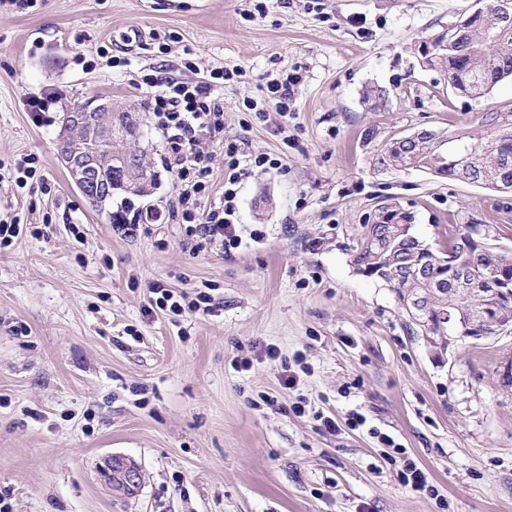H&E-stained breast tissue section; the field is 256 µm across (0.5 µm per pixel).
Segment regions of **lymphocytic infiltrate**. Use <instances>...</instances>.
Wrapping results in <instances>:
<instances>
[{
  "instance_id": "obj_1",
  "label": "lymphocytic infiltrate",
  "mask_w": 512,
  "mask_h": 512,
  "mask_svg": "<svg viewBox=\"0 0 512 512\" xmlns=\"http://www.w3.org/2000/svg\"><path fill=\"white\" fill-rule=\"evenodd\" d=\"M232 70L210 71L203 80L152 78L155 92L149 103L155 128L168 152V165L176 177V208L187 236L202 243H221L224 251L239 248L237 232L238 185L252 168L267 163L264 155L240 152L236 144L224 147V193L219 202L203 206L209 197L212 157L201 146L202 137L213 138L224 130V109L213 97L218 85L233 79Z\"/></svg>"
}]
</instances>
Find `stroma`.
<instances>
[{
    "label": "stroma",
    "instance_id": "obj_1",
    "mask_svg": "<svg viewBox=\"0 0 512 512\" xmlns=\"http://www.w3.org/2000/svg\"><path fill=\"white\" fill-rule=\"evenodd\" d=\"M263 2L260 14L254 0H0V219L24 227L0 249L10 512H512V329L441 346L353 263L387 201L428 244L476 224L488 247L512 251V196L372 161L390 138L512 108L511 79L475 102L418 64L417 46L475 0ZM222 67L240 75L213 92L224 108L223 134L204 144L214 196L225 144L280 162L241 182L242 244L229 254L186 247L142 81ZM295 68L303 83L282 135L265 86ZM48 95L35 123L26 101ZM92 97L142 112L139 147L158 177L151 196L128 206L115 194L106 213L56 155L64 112ZM28 154L44 179L20 189L12 172ZM119 210L133 233L112 224ZM156 282L176 296L210 290L215 309L149 310ZM118 460L142 472L134 494L102 476ZM404 461L429 490L400 481Z\"/></svg>",
    "mask_w": 512,
    "mask_h": 512
}]
</instances>
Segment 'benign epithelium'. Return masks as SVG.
I'll use <instances>...</instances> for the list:
<instances>
[{
	"label": "benign epithelium",
	"instance_id": "benign-epithelium-1",
	"mask_svg": "<svg viewBox=\"0 0 512 512\" xmlns=\"http://www.w3.org/2000/svg\"><path fill=\"white\" fill-rule=\"evenodd\" d=\"M110 99L97 98L87 106L64 113L62 117V134L57 142V158L67 170L72 184L87 200H106L113 195V183L107 180L99 170V161L88 151L89 143H104L109 146L107 160L112 169L126 175H135L136 181L150 191L155 186L149 172L137 169L129 170L131 152L127 149L130 137L122 127L112 121V113L123 112ZM478 233L475 226L468 228L461 247L448 249V269L460 274L458 284L467 287L463 274L471 250H485V245L474 237ZM486 282L492 289V294L505 302L506 307L512 306V277L508 278L498 271H491L486 276ZM486 321L481 309L470 311L458 309L448 313V335L460 339H483L488 334L483 329ZM119 476L126 486L136 489L142 483L141 471L135 466L115 465L105 472L107 481L113 476Z\"/></svg>",
	"mask_w": 512,
	"mask_h": 512
}]
</instances>
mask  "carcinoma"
<instances>
[{"label":"carcinoma","mask_w":512,"mask_h":512,"mask_svg":"<svg viewBox=\"0 0 512 512\" xmlns=\"http://www.w3.org/2000/svg\"><path fill=\"white\" fill-rule=\"evenodd\" d=\"M492 0H478L484 11L481 22L490 34H463L467 25L456 23L432 36L431 64L446 75L448 86L457 93L476 100L490 94L501 81L512 77V21H499L491 7ZM480 131L490 132L491 141L483 143L470 127L462 126L446 133L447 143L441 145L430 138L405 145L394 140L388 142L376 155L375 165L383 169H424L437 175L453 174L452 162L465 154L474 158L470 173L471 182L495 189L512 186V110H489L478 119ZM412 216L397 208L378 213L376 220L366 229L354 250V264L362 272L388 263L391 252H396L399 262L411 266H424L433 279L448 277L444 250L432 246L422 248L419 238H411L406 225ZM476 265L470 273L474 285L470 293L452 291L453 285L436 288L429 281L405 277L393 288L400 296L426 297L431 308L430 333L440 335L443 322L438 312L457 309L488 308L498 312L497 303L484 292L485 273L501 269L512 275V254L491 249L475 258Z\"/></svg>","instance_id":"obj_1"}]
</instances>
